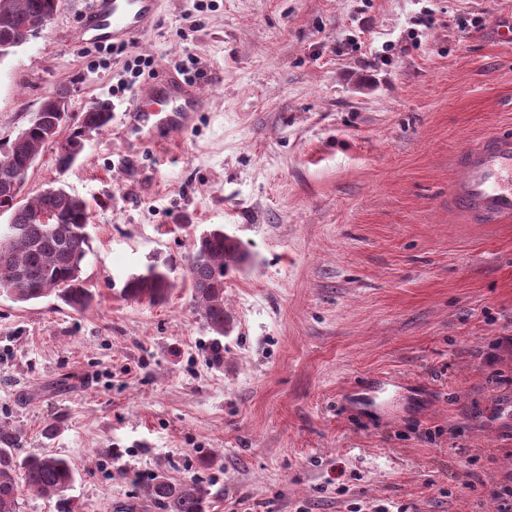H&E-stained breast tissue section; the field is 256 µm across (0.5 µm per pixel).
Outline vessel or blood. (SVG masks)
Listing matches in <instances>:
<instances>
[{"label":"vessel or blood","mask_w":512,"mask_h":512,"mask_svg":"<svg viewBox=\"0 0 512 512\" xmlns=\"http://www.w3.org/2000/svg\"><path fill=\"white\" fill-rule=\"evenodd\" d=\"M157 0H92L85 29L95 39L127 43L156 15ZM208 102L195 88L166 76L141 86L127 109L129 150L158 143L163 134L185 131ZM448 185V202L480 224L512 223V125L460 149Z\"/></svg>","instance_id":"obj_1"}]
</instances>
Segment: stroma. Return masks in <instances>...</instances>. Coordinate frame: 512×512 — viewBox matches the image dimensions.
I'll return each mask as SVG.
<instances>
[{
    "mask_svg": "<svg viewBox=\"0 0 512 512\" xmlns=\"http://www.w3.org/2000/svg\"><path fill=\"white\" fill-rule=\"evenodd\" d=\"M90 3L0 61L2 142L63 88L73 115L112 106L69 170L55 140L29 171L25 197L87 202L94 301L0 295V421L71 460L77 512H161L158 474L198 476L209 512H497L512 227L449 212L448 182L457 149L512 124V0H159L118 50L79 40ZM139 54L143 84L194 58L209 107L133 157ZM215 225L252 257L224 277L219 367L187 276ZM156 255L166 300L121 297Z\"/></svg>",
    "mask_w": 512,
    "mask_h": 512,
    "instance_id": "1",
    "label": "stroma"
}]
</instances>
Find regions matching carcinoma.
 Returning <instances> with one entry per match:
<instances>
[{
    "mask_svg": "<svg viewBox=\"0 0 512 512\" xmlns=\"http://www.w3.org/2000/svg\"><path fill=\"white\" fill-rule=\"evenodd\" d=\"M60 0H0V39L19 45L45 25L53 4ZM60 113L51 100L40 107V121H30L13 139L0 145V211L9 221L0 228V293L15 302L28 303L54 296L76 312L87 311L93 294L85 287L82 264L90 252L88 233L90 213L86 201L61 186H49L22 204L11 187V172L27 161H36ZM112 121L111 105L98 101L73 127L66 147L58 154L59 171L68 170L85 148V134L101 133ZM50 212L51 224H42L39 215ZM249 260L238 239L216 227L192 239L188 252V276L192 300L207 328L214 335L211 358L224 357L222 339L231 329L224 308V275L231 266ZM168 260L155 257L144 272L130 276L121 296L136 301L158 302L173 284ZM23 430L0 422V512H20L19 490L37 496L58 497L61 512H74L73 502L64 497L76 481L77 472L63 456L21 455ZM147 496L163 512H207L211 490L198 477L179 483L163 475L155 476L146 487Z\"/></svg>",
    "mask_w": 512,
    "mask_h": 512,
    "instance_id": "obj_1",
    "label": "carcinoma"
}]
</instances>
